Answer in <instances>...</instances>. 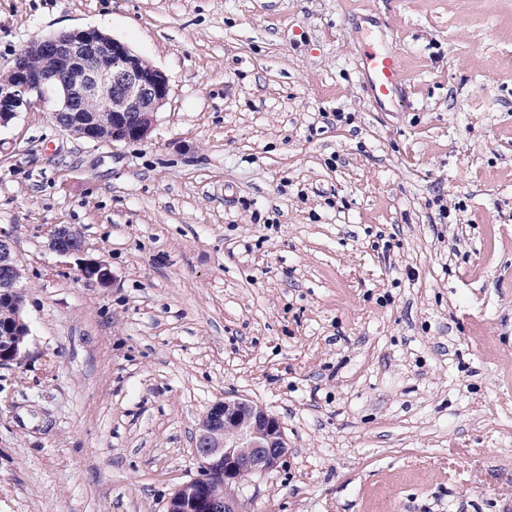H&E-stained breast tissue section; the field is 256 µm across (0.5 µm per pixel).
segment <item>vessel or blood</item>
<instances>
[{
    "label": "vessel or blood",
    "mask_w": 512,
    "mask_h": 512,
    "mask_svg": "<svg viewBox=\"0 0 512 512\" xmlns=\"http://www.w3.org/2000/svg\"><path fill=\"white\" fill-rule=\"evenodd\" d=\"M358 65L377 106L391 103L405 81L400 54L387 40L365 41L359 48Z\"/></svg>",
    "instance_id": "vessel-or-blood-1"
}]
</instances>
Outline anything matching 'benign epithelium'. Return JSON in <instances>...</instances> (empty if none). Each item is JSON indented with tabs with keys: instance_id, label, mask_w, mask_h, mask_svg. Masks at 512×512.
I'll return each instance as SVG.
<instances>
[{
	"instance_id": "7a95c632",
	"label": "benign epithelium",
	"mask_w": 512,
	"mask_h": 512,
	"mask_svg": "<svg viewBox=\"0 0 512 512\" xmlns=\"http://www.w3.org/2000/svg\"><path fill=\"white\" fill-rule=\"evenodd\" d=\"M26 54L44 55L49 65L34 72L24 58L15 60L8 78L0 81V129L38 105L48 88L57 87V111L73 114V124L63 130L78 127L86 140L98 142V116L104 114L112 119V141L139 142L151 132L170 94L163 71L143 67L125 42L94 27L31 40ZM87 101L96 102L97 109L84 111ZM6 244L8 236L0 229V264L14 266L13 277L0 282V297L12 299L17 307L15 323L0 328V365L21 359L30 334L22 316V272ZM80 265L86 277L102 285L112 279L109 268L94 259H82ZM287 455L277 417L248 400L219 401L197 427L200 476L174 489L166 512H242L231 487L277 470Z\"/></svg>"
}]
</instances>
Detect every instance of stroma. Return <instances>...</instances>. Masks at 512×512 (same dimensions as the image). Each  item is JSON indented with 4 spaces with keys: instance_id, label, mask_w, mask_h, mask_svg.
I'll use <instances>...</instances> for the list:
<instances>
[{
    "instance_id": "obj_1",
    "label": "stroma",
    "mask_w": 512,
    "mask_h": 512,
    "mask_svg": "<svg viewBox=\"0 0 512 512\" xmlns=\"http://www.w3.org/2000/svg\"><path fill=\"white\" fill-rule=\"evenodd\" d=\"M368 15L403 54L389 112ZM88 27L170 95L143 142L65 132L52 91L0 130L30 328L0 512H166L224 399L289 448L243 512H512V0H0V75ZM358 65L371 97L383 111L399 94L405 81L401 55L384 38L379 42L363 41Z\"/></svg>"
}]
</instances>
